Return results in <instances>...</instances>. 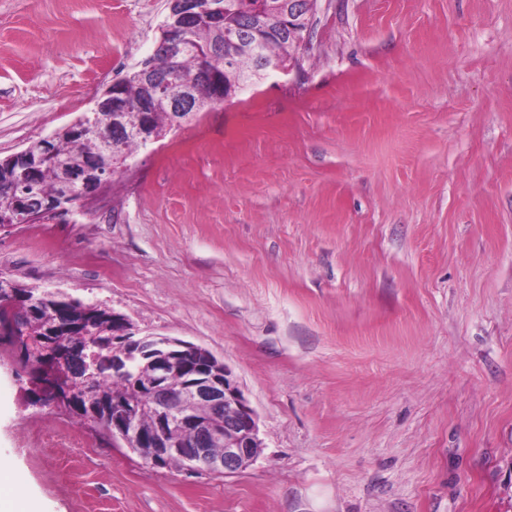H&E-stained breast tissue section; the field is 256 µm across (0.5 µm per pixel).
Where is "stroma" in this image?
I'll use <instances>...</instances> for the list:
<instances>
[{"mask_svg": "<svg viewBox=\"0 0 512 512\" xmlns=\"http://www.w3.org/2000/svg\"><path fill=\"white\" fill-rule=\"evenodd\" d=\"M167 0H0V158L89 114ZM298 67L0 233V278L208 348L265 447L156 469L26 405L0 461L41 512H512V0H317Z\"/></svg>", "mask_w": 512, "mask_h": 512, "instance_id": "obj_1", "label": "stroma"}]
</instances>
